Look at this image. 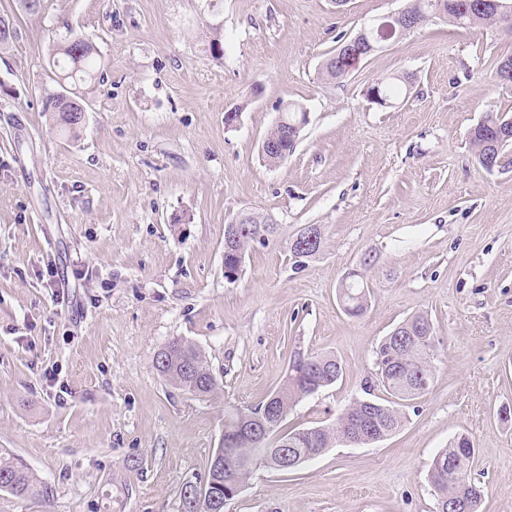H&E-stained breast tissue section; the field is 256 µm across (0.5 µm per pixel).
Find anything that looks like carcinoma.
Instances as JSON below:
<instances>
[{
  "mask_svg": "<svg viewBox=\"0 0 512 512\" xmlns=\"http://www.w3.org/2000/svg\"><path fill=\"white\" fill-rule=\"evenodd\" d=\"M428 2L429 0H411L407 7L420 28L436 19L427 7ZM455 2L457 6L448 9L443 21L456 27L491 26L512 35V23L504 22L486 5L478 7L481 0ZM89 45V38L74 36L58 46L52 56L53 74L70 86L69 96L79 104L83 98L77 91V86L92 80L100 70L98 54L88 50ZM355 50L351 40L343 41L334 53L336 65L326 68L321 75L337 82L344 80L359 62ZM43 111L57 117L58 124L68 132L76 133L77 122L72 119V109L61 103L58 91L45 92ZM505 120L503 115L488 112L470 131L469 139L475 158L479 159L491 151L494 163H501L506 145H501L494 152L490 142L495 128ZM339 301L349 316L358 317L364 313L368 297L363 271L356 270L348 279L341 281ZM167 347L170 348L168 363L159 367L167 381L200 398L209 399L217 395L219 385L209 369L205 355L198 347L183 339H175ZM433 349L432 323L427 316L418 314L402 321L379 342L375 350V382L385 390L390 399L385 402L378 401L374 406L368 405L364 399L356 400L346 406L329 426L288 430V452L308 460L319 456L334 444L345 440L350 434V422L355 419L364 421V431L360 436L363 444L372 443L378 436L394 434L402 426L403 408L430 389L433 379ZM308 358L313 360L312 370L284 377L283 383L273 392L277 396L275 411L280 425L286 422L289 412L299 401L333 385L342 375V365L336 357L310 353ZM263 406L264 402L261 401L246 410L235 409L224 415V431L232 441L231 447L235 448V467L219 477L207 473L205 483L212 494L222 497L224 489L231 483L246 484L254 470L260 467L278 469V446L263 445L241 428L245 419L261 425L257 415L261 414ZM450 460L456 462L457 471L473 486L471 497L463 504L459 503L457 485L448 481L446 470ZM474 460V443L464 434L437 453L428 473V481L437 502V512H456L458 509L461 512H480L483 489L471 477ZM192 487L193 482L187 481L180 488V500L187 505L185 512H211L208 500L192 499ZM0 490L20 498L47 493V487L41 484L34 473L7 450H0ZM451 503L458 504V509H448Z\"/></svg>",
  "mask_w": 512,
  "mask_h": 512,
  "instance_id": "obj_1",
  "label": "carcinoma"
}]
</instances>
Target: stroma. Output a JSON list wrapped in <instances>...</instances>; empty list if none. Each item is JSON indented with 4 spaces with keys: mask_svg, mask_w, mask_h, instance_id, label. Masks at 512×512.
I'll return each mask as SVG.
<instances>
[{
    "mask_svg": "<svg viewBox=\"0 0 512 512\" xmlns=\"http://www.w3.org/2000/svg\"><path fill=\"white\" fill-rule=\"evenodd\" d=\"M406 0H0V450L48 487L0 491V512H180L201 482L224 411L257 404L296 353H330L332 386L287 422L332 424L363 397L379 341L409 316L433 323L434 379L384 440L337 444L293 471L257 469L224 512H435L428 472L458 434L475 443L480 512H512V145L492 172L468 134L512 117L493 65L512 36L433 22L383 42L343 82L320 78L340 40ZM224 55L209 52L210 19ZM83 34L101 59L81 88L76 134L45 114L49 58ZM392 105L366 90L402 76ZM309 114L288 159L260 143L287 104ZM242 106L228 127L224 114ZM272 218L235 282L224 230ZM309 224L320 252L288 244ZM370 266H363L364 258ZM62 278H43L46 265ZM365 268L369 305L337 290ZM195 343L222 388L202 400L169 385L155 352Z\"/></svg>",
    "mask_w": 512,
    "mask_h": 512,
    "instance_id": "35a3bbf8",
    "label": "stroma"
}]
</instances>
